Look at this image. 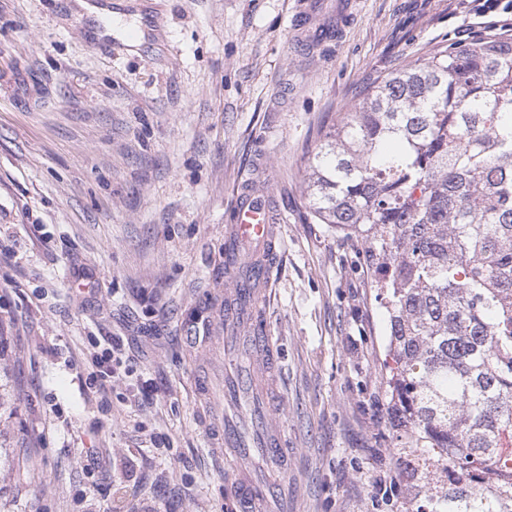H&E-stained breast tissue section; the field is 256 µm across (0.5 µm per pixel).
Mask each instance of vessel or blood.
Returning <instances> with one entry per match:
<instances>
[{
    "label": "vessel or blood",
    "mask_w": 512,
    "mask_h": 512,
    "mask_svg": "<svg viewBox=\"0 0 512 512\" xmlns=\"http://www.w3.org/2000/svg\"><path fill=\"white\" fill-rule=\"evenodd\" d=\"M354 16L353 0H308L300 27L310 43L339 36ZM234 218L224 227V296L214 300L210 346L225 363L244 361V368L224 373V400L235 406L247 399L251 423L243 426L231 418L214 419L213 435L224 446L225 466L231 467L238 512H260L263 504L285 508L282 483L241 468L240 460L260 456L268 465L285 468L288 453L273 412L272 377L277 356L270 336L254 330L252 313L264 302L272 284L279 241L272 222V200L264 178L250 179L234 201Z\"/></svg>",
    "instance_id": "b4317fda"
}]
</instances>
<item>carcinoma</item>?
<instances>
[{
    "label": "carcinoma",
    "instance_id": "carcinoma-1",
    "mask_svg": "<svg viewBox=\"0 0 512 512\" xmlns=\"http://www.w3.org/2000/svg\"><path fill=\"white\" fill-rule=\"evenodd\" d=\"M308 167L314 219L379 289L410 505L512 512V39L382 79Z\"/></svg>",
    "mask_w": 512,
    "mask_h": 512
}]
</instances>
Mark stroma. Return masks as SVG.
I'll return each mask as SVG.
<instances>
[{
  "mask_svg": "<svg viewBox=\"0 0 512 512\" xmlns=\"http://www.w3.org/2000/svg\"><path fill=\"white\" fill-rule=\"evenodd\" d=\"M125 2L159 21L137 49L78 0H0V512H236L208 440L224 361L184 329L211 318L259 163L281 236L261 327L288 512H391L387 321L361 244L311 215L307 161L376 81L511 38L512 15L357 0L309 51L303 0ZM115 336L104 395L91 357Z\"/></svg>",
  "mask_w": 512,
  "mask_h": 512,
  "instance_id": "1",
  "label": "stroma"
}]
</instances>
